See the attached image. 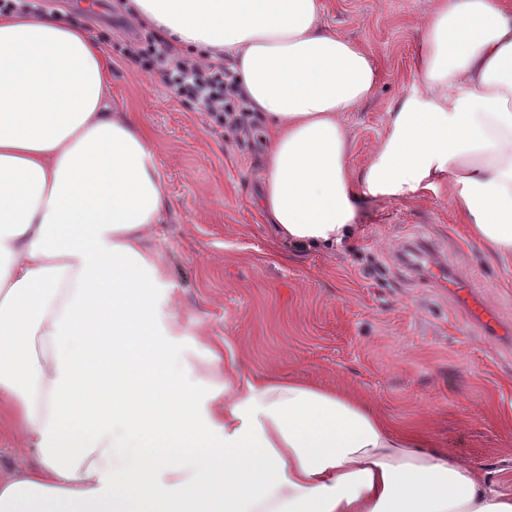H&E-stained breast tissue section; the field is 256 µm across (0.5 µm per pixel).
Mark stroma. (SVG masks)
<instances>
[{
	"label": "stroma",
	"instance_id": "stroma-1",
	"mask_svg": "<svg viewBox=\"0 0 512 512\" xmlns=\"http://www.w3.org/2000/svg\"><path fill=\"white\" fill-rule=\"evenodd\" d=\"M323 2L326 25L361 43L380 72L372 97L342 117L360 172L417 81L429 0ZM113 5L81 0L64 16L105 45L117 36ZM108 62L113 109L136 113L154 136L170 199L155 245L174 269L176 301L223 344L225 363L359 395L483 471H512V267L454 222L447 190L362 199L354 236L336 249L283 243L255 204L259 140L224 141L200 106L117 55ZM421 235L469 276L499 334L466 322L461 301L399 261Z\"/></svg>",
	"mask_w": 512,
	"mask_h": 512
}]
</instances>
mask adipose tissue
I'll return each instance as SVG.
<instances>
[{"label": "adipose tissue", "instance_id": "1", "mask_svg": "<svg viewBox=\"0 0 512 512\" xmlns=\"http://www.w3.org/2000/svg\"><path fill=\"white\" fill-rule=\"evenodd\" d=\"M128 8L230 64L269 129L258 205L282 238L336 246L359 196L444 185L512 264V0H430L417 83L360 173L341 116L379 71L322 0ZM110 79L84 28L0 14V420L36 458L0 477V512H512V485L360 397L205 344L152 244L170 208L152 134Z\"/></svg>", "mask_w": 512, "mask_h": 512}]
</instances>
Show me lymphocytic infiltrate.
<instances>
[{
	"label": "lymphocytic infiltrate",
	"instance_id": "obj_1",
	"mask_svg": "<svg viewBox=\"0 0 512 512\" xmlns=\"http://www.w3.org/2000/svg\"><path fill=\"white\" fill-rule=\"evenodd\" d=\"M119 26L126 34L117 46L120 56L138 71L156 75L174 97L201 105L215 133L224 137L251 129V109L229 67L184 54L128 19H120Z\"/></svg>",
	"mask_w": 512,
	"mask_h": 512
}]
</instances>
